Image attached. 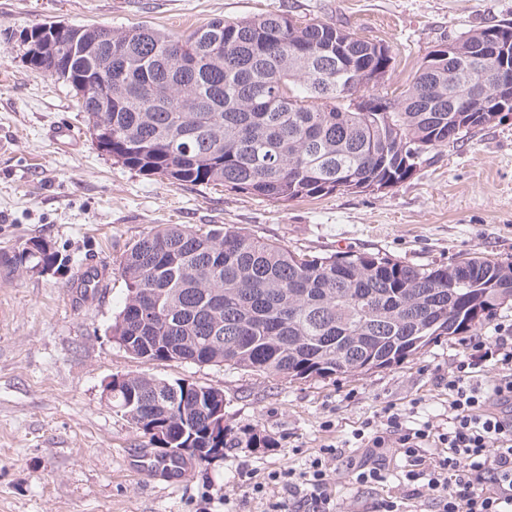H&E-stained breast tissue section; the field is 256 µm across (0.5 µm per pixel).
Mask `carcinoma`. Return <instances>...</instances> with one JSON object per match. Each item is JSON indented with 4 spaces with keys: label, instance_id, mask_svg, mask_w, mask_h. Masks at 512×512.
<instances>
[{
    "label": "carcinoma",
    "instance_id": "1",
    "mask_svg": "<svg viewBox=\"0 0 512 512\" xmlns=\"http://www.w3.org/2000/svg\"><path fill=\"white\" fill-rule=\"evenodd\" d=\"M512 38V23L469 30L433 51L397 98L376 93L391 70L387 46L334 24L295 23L285 14L237 21L214 19L188 34L148 25L114 30L71 25L99 45L96 62L79 54H47L31 66L71 88L89 130L112 135L109 154L124 166L182 185L222 183L285 203L336 191L392 187L412 173L405 158L421 148L455 144L453 120L478 128L488 112H448V100L475 106L496 92L494 67L512 69V54L492 65L472 57L486 33ZM112 76V105L100 107L87 73ZM372 91L366 111L345 99ZM397 106L393 126L382 110ZM59 265L47 242L32 239L0 266ZM127 287L110 334L146 361L213 365L284 380L330 378L402 360L412 336L426 347L484 320L512 297V263L469 259L421 268L387 255L311 256L244 231L162 224L125 252ZM160 313L151 312L152 302ZM184 408L168 414L173 390ZM222 390L125 375L112 387L118 409L149 441L166 425L172 452L154 459L205 464L212 432L224 448L266 444L253 428L214 425Z\"/></svg>",
    "mask_w": 512,
    "mask_h": 512
}]
</instances>
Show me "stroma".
Wrapping results in <instances>:
<instances>
[{
	"instance_id": "1",
	"label": "stroma",
	"mask_w": 512,
	"mask_h": 512,
	"mask_svg": "<svg viewBox=\"0 0 512 512\" xmlns=\"http://www.w3.org/2000/svg\"><path fill=\"white\" fill-rule=\"evenodd\" d=\"M287 14L344 26L388 45L393 71L383 90L399 95L424 58L468 30L512 21V0H0V251L47 241L64 263L40 272L0 267V512H270L250 480L303 469L322 446L342 507L369 512L398 494L402 459L386 449L388 479L357 489L347 464L360 459L352 432L388 405L417 409L448 425L445 379L454 363L499 323L512 304L466 333L385 369L285 381L180 361H144L119 348L109 327L126 285L125 250L160 224L216 225L279 241L315 256L380 253L423 268L477 256L512 263V120L475 129L457 146L425 153L415 174L366 193L338 191L276 203L224 185H173L117 163L98 149L88 118L67 85L32 69L20 32L51 20L125 28L146 23L183 33L211 20ZM72 130L68 147L56 129ZM97 274L95 294L80 278ZM187 379L224 393V424L253 426L266 448H228L179 482L133 471L131 455H153L106 399L115 376Z\"/></svg>"
}]
</instances>
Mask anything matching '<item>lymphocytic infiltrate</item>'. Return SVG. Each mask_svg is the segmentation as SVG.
I'll use <instances>...</instances> for the list:
<instances>
[{"label": "lymphocytic infiltrate", "mask_w": 512, "mask_h": 512, "mask_svg": "<svg viewBox=\"0 0 512 512\" xmlns=\"http://www.w3.org/2000/svg\"><path fill=\"white\" fill-rule=\"evenodd\" d=\"M448 426L431 420L410 422L408 413L388 406L355 433L368 458L352 465L356 485L368 488L386 480L381 450L395 438L404 465L400 482L409 496L427 497L437 512H512V323L475 341L448 376ZM443 453L430 455L432 444ZM335 446L319 449L302 471L269 472L253 483V495L272 486L285 493L273 512H337L328 462Z\"/></svg>", "instance_id": "f902f5d3"}]
</instances>
